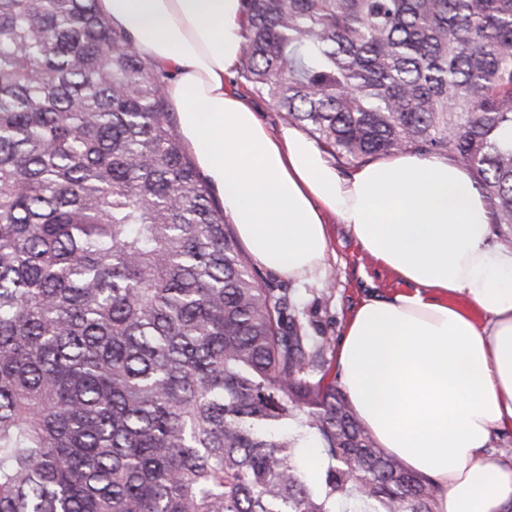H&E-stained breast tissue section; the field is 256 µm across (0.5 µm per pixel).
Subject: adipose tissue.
<instances>
[{"mask_svg": "<svg viewBox=\"0 0 512 512\" xmlns=\"http://www.w3.org/2000/svg\"><path fill=\"white\" fill-rule=\"evenodd\" d=\"M166 95L224 216L253 259L301 282L324 273L328 217L407 283L352 311L341 382L381 448L440 488L436 512H512V462L485 457L512 425V250L492 240L468 168L403 153L341 176L301 130L271 132L226 85L248 20L242 0H98ZM465 296L466 313L449 304Z\"/></svg>", "mask_w": 512, "mask_h": 512, "instance_id": "ef3b65f1", "label": "adipose tissue"}]
</instances>
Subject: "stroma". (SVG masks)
<instances>
[{
  "mask_svg": "<svg viewBox=\"0 0 512 512\" xmlns=\"http://www.w3.org/2000/svg\"><path fill=\"white\" fill-rule=\"evenodd\" d=\"M328 231L326 276L299 285L262 267L257 273L270 286L293 293L310 334L330 336L338 344L354 307L365 298L402 289L403 284L362 252L346 225L336 222Z\"/></svg>",
  "mask_w": 512,
  "mask_h": 512,
  "instance_id": "stroma-1",
  "label": "stroma"
}]
</instances>
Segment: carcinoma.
<instances>
[{
	"mask_svg": "<svg viewBox=\"0 0 512 512\" xmlns=\"http://www.w3.org/2000/svg\"><path fill=\"white\" fill-rule=\"evenodd\" d=\"M238 79L340 166L471 172L512 234V0H243ZM97 0H0V512H435L262 283Z\"/></svg>",
	"mask_w": 512,
	"mask_h": 512,
	"instance_id": "obj_1",
	"label": "carcinoma"
}]
</instances>
